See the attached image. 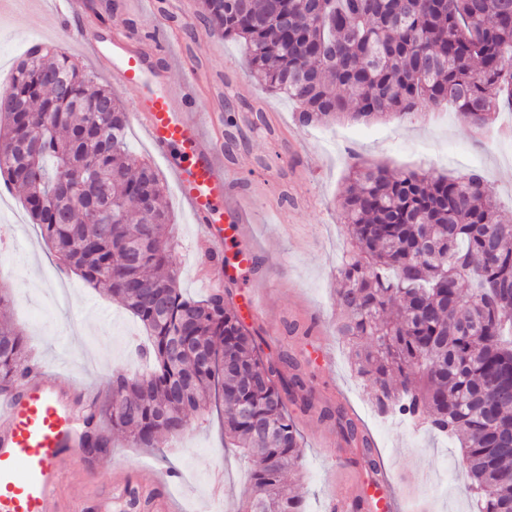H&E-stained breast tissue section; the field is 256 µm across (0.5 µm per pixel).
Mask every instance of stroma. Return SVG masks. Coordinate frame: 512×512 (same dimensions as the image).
Listing matches in <instances>:
<instances>
[{
	"mask_svg": "<svg viewBox=\"0 0 512 512\" xmlns=\"http://www.w3.org/2000/svg\"><path fill=\"white\" fill-rule=\"evenodd\" d=\"M113 14L116 25L169 35L170 74L181 79L191 59L199 79L197 109L241 114L261 110L265 125L245 126L224 151L239 169L234 194L251 211L243 239L229 241L225 253L247 248L257 258L253 272L228 281L233 302L256 294L262 313L245 319L267 356L288 355L298 362L316 401L344 406L370 435L378 470L417 512H474L470 480L461 452L422 426L377 414L371 389L351 367L349 348L336 330V266L348 246L338 219V200L350 168L378 163L394 170L431 169L458 177L480 173L499 210L512 220V111L502 110L496 129L476 135L453 108L405 121L340 122L302 127L296 105L270 94L254 81L241 42L203 35L193 0H125ZM66 50L99 85L110 86L107 61L77 49L67 31L46 29L41 15L18 0L12 20L0 27V87L7 85L15 60L31 45ZM130 148L153 160L175 216L171 270L180 288L205 297L202 276L208 247L178 196L167 166L157 159L138 126L128 131ZM0 279L16 302L7 307L14 326L26 335L28 353L51 374L89 389L98 400L110 394L114 371L138 366L135 343L140 323L111 296L61 271L19 192L0 185ZM332 361L323 364L320 350ZM303 455L290 479L306 512H326V502L361 479L362 451L343 443L336 426L317 414L296 412ZM102 455L87 454L62 490L63 501L81 497L87 512H98L117 483L150 468L168 480L184 512H235L251 494L248 466L225 451L222 420L216 409L192 415L189 428L167 438L164 447L134 448L110 433ZM224 476V500L214 502L211 480Z\"/></svg>",
	"mask_w": 512,
	"mask_h": 512,
	"instance_id": "1",
	"label": "stroma"
}]
</instances>
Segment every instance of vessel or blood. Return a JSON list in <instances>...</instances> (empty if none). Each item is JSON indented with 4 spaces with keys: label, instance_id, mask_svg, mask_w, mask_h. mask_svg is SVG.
Listing matches in <instances>:
<instances>
[{
    "label": "vessel or blood",
    "instance_id": "1",
    "mask_svg": "<svg viewBox=\"0 0 512 512\" xmlns=\"http://www.w3.org/2000/svg\"><path fill=\"white\" fill-rule=\"evenodd\" d=\"M50 29L69 28L80 47L97 51L102 20L90 0H56L48 10ZM168 41L145 43L124 27L112 29L110 75L116 89L135 93L134 119L169 166L194 223L212 250L223 251L225 239L240 237L246 222L243 207L233 199L232 164L222 150L221 113H195L197 73L185 62L183 77L173 80L163 60ZM254 255L239 252L235 261L212 268L205 276L209 290L223 291L226 281L249 268ZM90 409L86 393L62 380L36 375L17 390L0 395V512H80L64 508L60 490L68 467L80 453L76 424ZM367 488L332 498L328 512H368V487L383 492L387 512H398L388 481L371 473ZM128 512H139L150 500L154 512H175L176 503L163 479L144 473L117 489Z\"/></svg>",
    "mask_w": 512,
    "mask_h": 512
}]
</instances>
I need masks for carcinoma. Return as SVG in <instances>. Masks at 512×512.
I'll return each instance as SVG.
<instances>
[{
  "mask_svg": "<svg viewBox=\"0 0 512 512\" xmlns=\"http://www.w3.org/2000/svg\"><path fill=\"white\" fill-rule=\"evenodd\" d=\"M207 36L241 41L257 81L297 107L302 127L404 120L452 104L477 130L512 108V0H196ZM0 111V178L58 264L101 288L144 326L149 369L112 376L85 420L138 448L184 433L213 396L224 440L252 462L240 512H304L283 488L302 440L287 402L311 407L288 356L265 357L231 293L185 295L171 264L172 218L152 163L127 146L129 116L62 49L24 54ZM351 236L338 267L340 335L383 412L397 410L459 444L477 512H512V222L482 176L361 164L340 196ZM224 353V368L197 349ZM23 334L0 322V390L25 376ZM344 441L370 438L340 406Z\"/></svg>",
  "mask_w": 512,
  "mask_h": 512,
  "instance_id": "1",
  "label": "carcinoma"
}]
</instances>
